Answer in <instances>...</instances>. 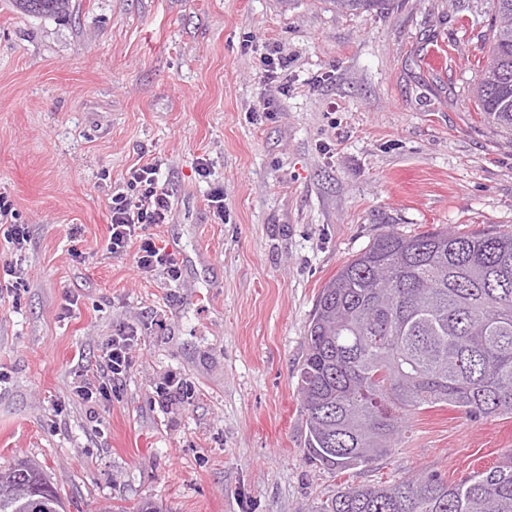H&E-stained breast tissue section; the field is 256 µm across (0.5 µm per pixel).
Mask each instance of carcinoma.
I'll list each match as a JSON object with an SVG mask.
<instances>
[{"label":"carcinoma","mask_w":512,"mask_h":512,"mask_svg":"<svg viewBox=\"0 0 512 512\" xmlns=\"http://www.w3.org/2000/svg\"><path fill=\"white\" fill-rule=\"evenodd\" d=\"M63 18L69 0H12ZM342 12L392 0H332ZM493 43L477 110L512 127V0H493ZM297 392L306 457L329 470L366 467L397 447L408 415L451 406L512 418V233L395 231L375 238L322 286ZM0 512H67L39 465L0 469ZM312 512H512V449L450 483L434 472L341 487Z\"/></svg>","instance_id":"cac0c4a2"}]
</instances>
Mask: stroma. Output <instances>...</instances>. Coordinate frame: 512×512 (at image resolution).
<instances>
[{
	"label": "stroma",
	"instance_id": "35a3bbf8",
	"mask_svg": "<svg viewBox=\"0 0 512 512\" xmlns=\"http://www.w3.org/2000/svg\"><path fill=\"white\" fill-rule=\"evenodd\" d=\"M69 4L60 21L0 0V194L32 231L26 288L0 301V469L32 460L73 512H312L347 482H456L512 448V418L435 407L371 467L334 472L307 459L297 400L318 293L374 238L512 231V131L472 94L492 0ZM271 43L288 92L258 123ZM151 157L174 195L152 232L175 281L106 252L112 194ZM126 325L132 368L82 402L73 379ZM171 378L191 402L158 396ZM337 10L342 12H369L386 10L392 0H331Z\"/></svg>",
	"mask_w": 512,
	"mask_h": 512
}]
</instances>
